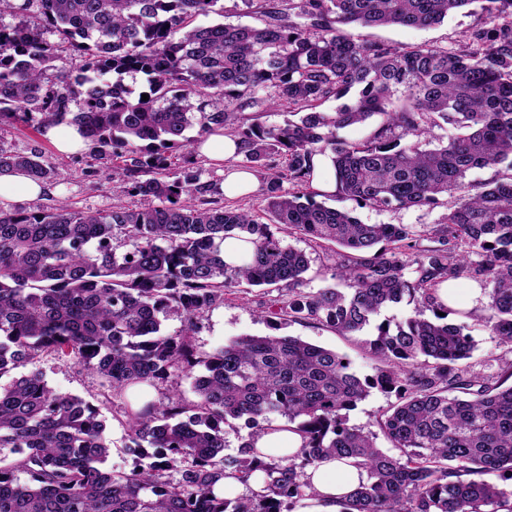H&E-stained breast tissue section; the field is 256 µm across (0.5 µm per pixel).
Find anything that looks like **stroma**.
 I'll use <instances>...</instances> for the list:
<instances>
[{
  "label": "stroma",
  "instance_id": "obj_1",
  "mask_svg": "<svg viewBox=\"0 0 512 512\" xmlns=\"http://www.w3.org/2000/svg\"><path fill=\"white\" fill-rule=\"evenodd\" d=\"M479 24V15L458 13L428 28L379 27L368 29L367 34L371 38L396 46L430 44L455 49L464 43L466 36ZM0 149L16 153L41 151L45 163L66 176L65 183L49 184L47 193L40 198L30 200L20 196L0 202L2 208L36 212L53 204L57 199L66 200L72 206L90 212L109 210L117 202L124 203L132 209H142L150 205L149 199L140 196L120 199L113 194V162L93 161L92 151L88 148L75 154L58 152L44 137L39 127L0 125ZM333 179L334 168L331 162H324L313 186L318 190L326 189L327 205L352 211L365 224H435L447 213L454 201L453 196L448 195L442 197L439 204L434 207L375 209L358 205L352 199L339 198L335 190L328 187ZM278 235L286 244L304 250L310 256L311 268L307 274L309 288L317 289L331 284V274L342 260L339 247L333 244L321 246L305 241L288 234L284 229L279 230ZM453 286L457 290L452 303L457 311L453 321L464 326L466 333L476 344L471 357L464 360L462 366L485 382L496 383L502 369L512 365V348L499 344L490 336L479 318L487 301L485 285L472 278H461L454 281ZM277 296L278 292L275 289L249 286L225 294L223 304L205 312L196 321L192 343L197 352L203 355L210 353L224 346L232 338L246 334L297 336L347 356L359 375L371 376L376 373L380 361L369 349V342L376 333L375 327L369 326L360 332L342 335L320 324L291 322L285 319L279 320L277 325L273 326L263 319L262 314ZM41 367L46 381L53 389L80 396L98 406L106 425L105 434L112 448L105 463L106 468L131 471L141 460L140 453L126 446L125 411L128 402L132 400L131 395L105 394L96 375L65 359H48L42 362ZM397 401L396 391L372 389L366 400L348 412V423L375 433L378 447L390 450V443L380 433L378 420L382 412Z\"/></svg>",
  "mask_w": 512,
  "mask_h": 512
}]
</instances>
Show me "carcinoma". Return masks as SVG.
<instances>
[{
  "mask_svg": "<svg viewBox=\"0 0 512 512\" xmlns=\"http://www.w3.org/2000/svg\"><path fill=\"white\" fill-rule=\"evenodd\" d=\"M219 2L0 0V124L74 126L93 142L94 160H120L114 192L159 201L99 213L63 201L30 213L0 208V378H10L0 384V512H293L306 467L332 456L366 474L344 512H512V490L481 479L512 481V365L493 386L461 369L474 344L439 296L463 276L484 281L480 318L512 347V175L464 182L473 168L512 172V0H243L260 24H195L222 14ZM473 4L484 22L458 49L348 31L430 27ZM291 10L305 23L289 20ZM109 73L118 78L103 79ZM138 74L147 101L124 83ZM354 88L353 101L319 110ZM283 107L292 119L259 122ZM375 115L383 122L368 139L336 135ZM445 124L461 133L422 148ZM222 130L265 171V223L224 206L217 184L201 179L193 145ZM318 155L330 156L337 192L363 206L431 207L459 195L432 226L363 224L316 200ZM12 171L65 179L39 151L0 149V173ZM279 226L346 249L332 273L344 287L307 288L310 258L276 236ZM227 238L253 248L229 264ZM244 283L286 291L268 316L342 335L405 299L415 315L394 332L376 326L369 346L382 367L363 378L346 356L294 336H241L196 356L195 319ZM171 312L184 317L177 336L162 329ZM46 357L71 360L113 394L204 371L191 375V403L127 406L131 447L146 443L158 460L126 473L100 467L110 448L99 409L50 387ZM375 387L402 391L380 420L397 454L347 425ZM273 415L295 426L302 450L260 462L254 442L274 430ZM231 419L249 429L236 457L224 455ZM256 468L264 493L214 495L224 477L245 483Z\"/></svg>",
  "mask_w": 512,
  "mask_h": 512,
  "instance_id": "1",
  "label": "carcinoma"
}]
</instances>
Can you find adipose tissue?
Segmentation results:
<instances>
[{"instance_id":"ef3b65f1","label":"adipose tissue","mask_w":512,"mask_h":512,"mask_svg":"<svg viewBox=\"0 0 512 512\" xmlns=\"http://www.w3.org/2000/svg\"><path fill=\"white\" fill-rule=\"evenodd\" d=\"M310 486L294 512H343V498L359 483V469L348 459L329 458L307 471Z\"/></svg>"}]
</instances>
